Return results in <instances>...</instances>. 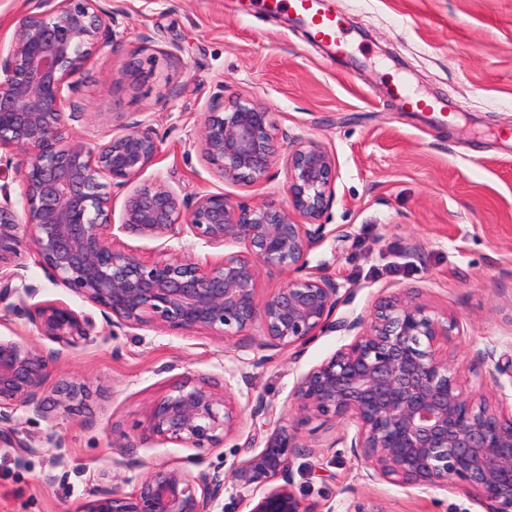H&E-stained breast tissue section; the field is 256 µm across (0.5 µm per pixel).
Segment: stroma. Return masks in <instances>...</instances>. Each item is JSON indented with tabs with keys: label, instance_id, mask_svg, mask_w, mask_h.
Returning <instances> with one entry per match:
<instances>
[{
	"label": "stroma",
	"instance_id": "obj_1",
	"mask_svg": "<svg viewBox=\"0 0 512 512\" xmlns=\"http://www.w3.org/2000/svg\"><path fill=\"white\" fill-rule=\"evenodd\" d=\"M347 22L349 49L331 55L311 43L288 13L241 12L237 0H117L113 42L97 46L75 76L82 121L72 135L108 141L147 120L160 142L162 178L182 194L224 193L260 204L286 199L287 141H279L266 181L215 177L195 146L203 115L240 98L263 104L276 128L324 145L336 156V199L324 215L344 237L309 256L345 290L340 313L369 314L379 300L414 290L431 314L453 315L448 354L468 384L488 379L477 358L488 341L512 342V0H323ZM403 78L445 113L402 111L393 94ZM34 303L100 310L57 285L33 252L21 257ZM258 328L225 338L211 330L102 329L65 350L53 380L79 379L84 409L46 406L16 413L29 455L0 443V512H77L100 474L133 492L152 466L180 465L188 451L150 437L146 409L189 380L229 391L239 431L209 454L229 469L251 435L267 440L256 397L292 418L296 379L344 339L321 336L301 357L258 346ZM235 373L225 381V370ZM341 427L314 418L299 431L291 491L309 512H354L373 500L384 512H484L457 487L421 491L370 478L371 467L334 446ZM135 468L120 466L122 454Z\"/></svg>",
	"mask_w": 512,
	"mask_h": 512
}]
</instances>
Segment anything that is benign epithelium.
Masks as SVG:
<instances>
[{
  "label": "benign epithelium",
  "instance_id": "benign-epithelium-1",
  "mask_svg": "<svg viewBox=\"0 0 512 512\" xmlns=\"http://www.w3.org/2000/svg\"><path fill=\"white\" fill-rule=\"evenodd\" d=\"M116 9L102 0H33L0 40V179L14 168L21 201L0 184V305L31 298L23 252L36 254L48 276L100 309L112 328L149 323L176 329L218 330L229 339L258 326L259 347L301 353L319 336L350 338L302 374L289 400L298 417L277 419L264 442L246 443L249 457L229 470L203 467L206 456L235 434L238 413L225 392L188 380L152 403L147 431L191 450L180 466H153L128 496L102 474L81 512H214L227 481L248 487L276 482L249 512H309L290 491L300 426L321 417L342 426L330 444L370 462L380 478L422 490L460 486L485 512H512V353L494 340L478 351L491 383L464 392L460 370L448 360L457 320L431 315L412 291L386 297L368 315L336 316L341 284L309 266L310 253L329 236L323 221L336 199V157L322 144L295 138L288 153L283 204H246L222 193L187 196L161 179L137 184L160 155L144 120L122 126L105 143L65 137L72 77L101 41L115 36ZM272 113L239 100L204 113L196 141L218 178L267 179L276 153ZM26 156L13 164V155ZM128 189L122 221L112 224L107 184ZM23 205L20 220L17 204ZM125 234L158 241L146 260L120 242ZM177 245H171V242ZM236 247L202 266L183 256L187 242ZM284 279L259 295L260 273ZM39 336L60 345L45 351L24 336L0 338V439L14 438L15 412L68 407L87 396L85 384L49 385L61 349L96 336L97 324L63 303L23 309Z\"/></svg>",
  "mask_w": 512,
  "mask_h": 512
}]
</instances>
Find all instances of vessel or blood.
Listing matches in <instances>:
<instances>
[{"instance_id":"obj_1","label":"vessel or blood","mask_w":512,"mask_h":512,"mask_svg":"<svg viewBox=\"0 0 512 512\" xmlns=\"http://www.w3.org/2000/svg\"><path fill=\"white\" fill-rule=\"evenodd\" d=\"M261 7L269 14L287 10L298 16L313 42L327 44L339 51L348 46L342 16L322 9L319 0H261Z\"/></svg>"}]
</instances>
